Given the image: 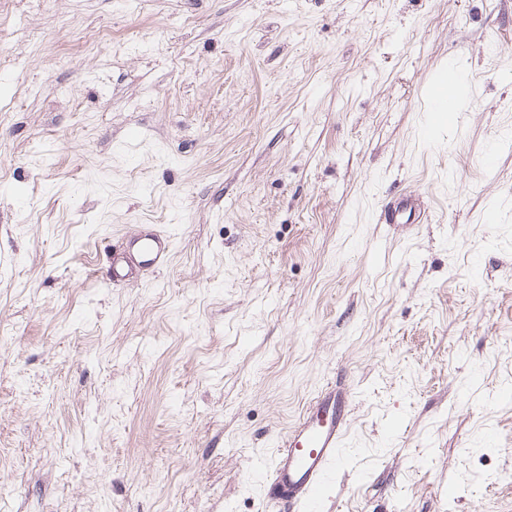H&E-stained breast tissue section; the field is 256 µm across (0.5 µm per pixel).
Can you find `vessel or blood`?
Wrapping results in <instances>:
<instances>
[{"mask_svg":"<svg viewBox=\"0 0 512 512\" xmlns=\"http://www.w3.org/2000/svg\"><path fill=\"white\" fill-rule=\"evenodd\" d=\"M172 250L170 234L156 229L131 238L112 256L109 279L121 282L159 269ZM354 396L335 382L323 385L261 466L260 487L271 512H322L352 424Z\"/></svg>","mask_w":512,"mask_h":512,"instance_id":"vessel-or-blood-1","label":"vessel or blood"}]
</instances>
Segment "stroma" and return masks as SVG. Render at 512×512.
Returning <instances> with one entry per match:
<instances>
[{
    "instance_id": "stroma-1",
    "label": "stroma",
    "mask_w": 512,
    "mask_h": 512,
    "mask_svg": "<svg viewBox=\"0 0 512 512\" xmlns=\"http://www.w3.org/2000/svg\"><path fill=\"white\" fill-rule=\"evenodd\" d=\"M336 377L324 512H512V0H0V512H269ZM171 243L170 234L160 229L131 238L122 251L112 255L109 280L116 284L143 271H156L170 255ZM353 392L323 385L261 464L260 487L272 512H321L352 424Z\"/></svg>"
}]
</instances>
